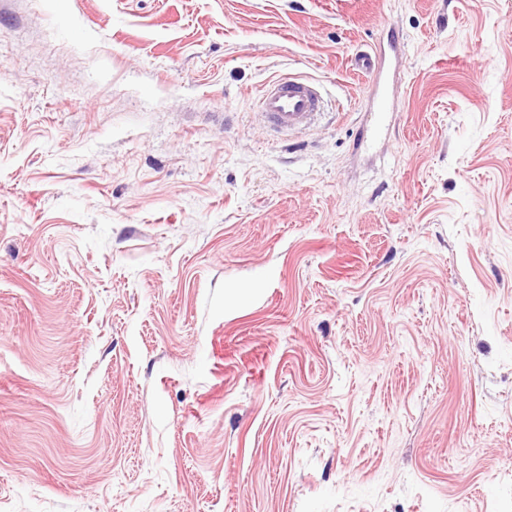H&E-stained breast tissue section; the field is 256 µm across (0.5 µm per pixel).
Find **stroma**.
Masks as SVG:
<instances>
[{"mask_svg": "<svg viewBox=\"0 0 512 512\" xmlns=\"http://www.w3.org/2000/svg\"><path fill=\"white\" fill-rule=\"evenodd\" d=\"M0 512H512V0H0ZM382 56L386 57V49H380L370 52H362L356 56L355 68L366 73L371 78V86L374 89V95L369 104L370 112H377L380 116L386 112H394L396 97L394 87L400 80V72L396 66L393 69H386L382 63ZM392 91H389V88ZM258 102L268 128L278 133L305 130L324 113L319 86L295 77H279L264 86Z\"/></svg>", "mask_w": 512, "mask_h": 512, "instance_id": "stroma-1", "label": "stroma"}]
</instances>
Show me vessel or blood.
Returning <instances> with one entry per match:
<instances>
[{"instance_id":"b4317fda","label":"vessel or blood","mask_w":512,"mask_h":512,"mask_svg":"<svg viewBox=\"0 0 512 512\" xmlns=\"http://www.w3.org/2000/svg\"><path fill=\"white\" fill-rule=\"evenodd\" d=\"M354 65L371 79L374 95L369 104L370 111L381 115L394 111L396 97L393 89L400 80L399 71L386 68L378 50L356 56ZM258 102L269 129L278 133L305 130L314 125L324 111L319 86L295 77H280L264 86Z\"/></svg>"}]
</instances>
